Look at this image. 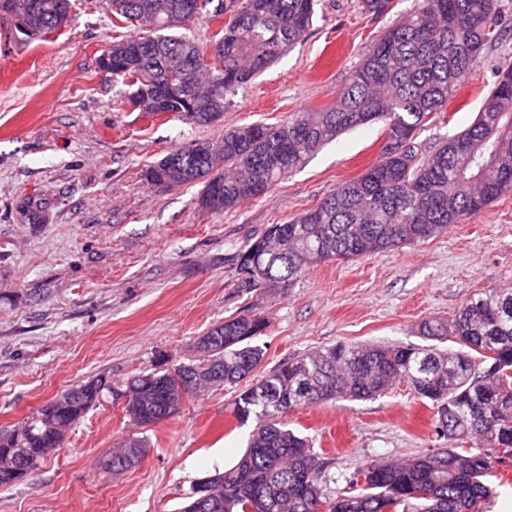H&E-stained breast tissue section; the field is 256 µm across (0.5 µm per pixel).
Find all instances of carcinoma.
I'll return each instance as SVG.
<instances>
[{"instance_id":"carcinoma-1","label":"carcinoma","mask_w":512,"mask_h":512,"mask_svg":"<svg viewBox=\"0 0 512 512\" xmlns=\"http://www.w3.org/2000/svg\"><path fill=\"white\" fill-rule=\"evenodd\" d=\"M200 3L197 10L193 4ZM213 0H106L118 22L149 27L112 38V81L128 87L140 111L173 112L208 125L224 115L229 95L269 68L313 25L315 0H241L212 42L224 69L209 65L206 46L182 32ZM381 16L392 0H360ZM71 0H0L21 15L36 39L66 27ZM512 35L498 0H423L363 53L328 108L299 112L277 124L252 123L224 133L222 144L184 143L143 171L155 190L203 184L199 204L215 194L225 213L255 200L342 133L383 122L394 146L381 162L339 184L287 224H271L233 257L245 288H290L326 261L356 259L426 241L450 224L479 216L512 191V61L496 80L476 120L464 131L418 154L427 118L444 112L489 46ZM264 319L248 312L207 333L210 347L168 369L141 372L111 385L82 383L65 390L11 430L0 433V487L18 482L17 448L32 469L61 447L56 425L70 428L102 392L130 395L124 406L136 428L180 411L167 392L178 378L207 371L218 385L240 388L233 415L256 422L238 462L212 476L214 496L199 511L180 512H470L497 494L488 480L494 464L512 456V291L490 290L470 300L452 321L430 319L419 335L431 345L339 343L288 360L251 382L264 359L256 343ZM450 342L437 346L435 342ZM405 382L433 410L434 436L448 447L408 461L362 468L363 482L326 495V468L308 437L288 427V412L339 400L362 401ZM474 443L461 448V443ZM147 447L134 433L102 463L106 474L133 466L126 448Z\"/></svg>"}]
</instances>
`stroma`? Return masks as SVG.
<instances>
[{"label": "stroma", "instance_id": "obj_1", "mask_svg": "<svg viewBox=\"0 0 512 512\" xmlns=\"http://www.w3.org/2000/svg\"><path fill=\"white\" fill-rule=\"evenodd\" d=\"M359 0H317L306 35L236 90L220 121L189 123L124 102L126 88L97 60L119 33L103 0H72V22L35 40L0 20V431L71 386L121 382L190 356L195 340L254 309L266 321L262 371L339 342L419 343L418 326L454 319L490 290H512V192L428 241L354 260H329L293 287H242L235 253L268 225L285 224L382 159L385 126L346 132L311 154L266 195L223 214L203 210L202 184L157 192L145 164L191 141L329 107L364 47L422 0H393L372 17ZM512 60V40L486 50L447 111L417 142L468 128ZM35 204L47 223H29ZM235 390L216 386L145 428L142 460L102 475L103 456L132 433L122 404L103 400L34 473L0 488V512H178L198 479L231 467L253 423L231 413ZM432 412L407 383L368 401L295 410L290 428L312 438L334 478L329 493L371 461L442 448Z\"/></svg>", "mask_w": 512, "mask_h": 512}]
</instances>
